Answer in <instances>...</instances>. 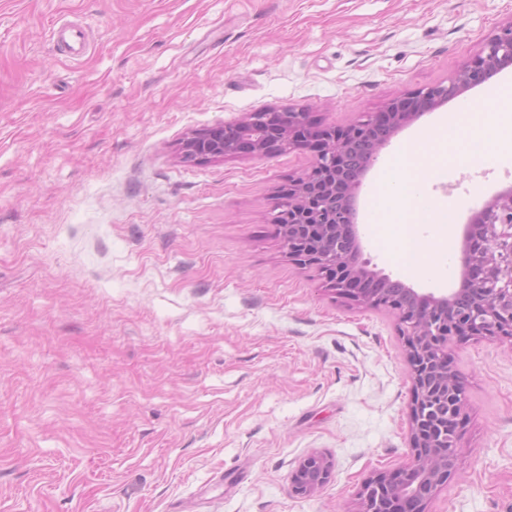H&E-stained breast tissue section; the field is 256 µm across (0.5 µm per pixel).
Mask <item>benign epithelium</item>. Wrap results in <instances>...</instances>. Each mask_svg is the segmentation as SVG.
<instances>
[{
	"label": "benign epithelium",
	"mask_w": 512,
	"mask_h": 512,
	"mask_svg": "<svg viewBox=\"0 0 512 512\" xmlns=\"http://www.w3.org/2000/svg\"><path fill=\"white\" fill-rule=\"evenodd\" d=\"M512 67V21L487 37L476 57L448 81L390 100L378 112L332 128L316 126L305 108L249 112L221 125L189 133L185 162L229 157L261 158L294 149L312 152L309 173L291 181L275 206L276 217L294 215L283 243L288 258L324 274L327 287L357 305L393 313L411 370L410 448L406 466L367 479L360 488L359 512H426L427 504L455 469L465 422L464 388L453 367L450 346L471 338L512 339V188L495 195L465 226L459 287L436 296L406 288L422 313L361 289L376 276L361 260L354 201L361 177L402 126L463 90L481 85ZM349 230L348 252L330 239ZM333 459L312 452L290 476L292 492L311 496L331 478Z\"/></svg>",
	"instance_id": "obj_1"
}]
</instances>
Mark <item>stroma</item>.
Returning <instances> with one entry per match:
<instances>
[{"instance_id": "35a3bbf8", "label": "stroma", "mask_w": 512, "mask_h": 512, "mask_svg": "<svg viewBox=\"0 0 512 512\" xmlns=\"http://www.w3.org/2000/svg\"><path fill=\"white\" fill-rule=\"evenodd\" d=\"M512 0H0V512H358L411 458L410 368L392 313L336 298L273 222L312 156L186 163L195 129L310 107L324 127L447 81ZM87 48L60 54L53 31ZM512 69L399 129L417 194L463 230L512 187V152L434 169L435 130L495 109ZM370 270L418 292L460 281L417 224L416 267L373 224ZM468 421L427 512H512V341L452 347ZM329 482L294 495L309 453ZM333 459L322 452H312L299 462L290 476L292 492L297 496H311L331 478Z\"/></svg>"}]
</instances>
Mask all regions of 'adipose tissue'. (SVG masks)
<instances>
[{
    "mask_svg": "<svg viewBox=\"0 0 512 512\" xmlns=\"http://www.w3.org/2000/svg\"><path fill=\"white\" fill-rule=\"evenodd\" d=\"M500 110L496 113L481 112L470 107L455 113L454 117L443 120L438 130L436 154L440 160H447L449 154L456 152L460 143L458 129L476 121H483L486 127L493 129L503 147L512 149V87L499 89ZM418 171L409 149L395 153L381 168L378 181L380 191L373 204L376 224H416L430 222L433 216L431 206L420 207L411 199L396 200L397 191L403 190L415 178Z\"/></svg>",
    "mask_w": 512,
    "mask_h": 512,
    "instance_id": "obj_1",
    "label": "adipose tissue"
}]
</instances>
